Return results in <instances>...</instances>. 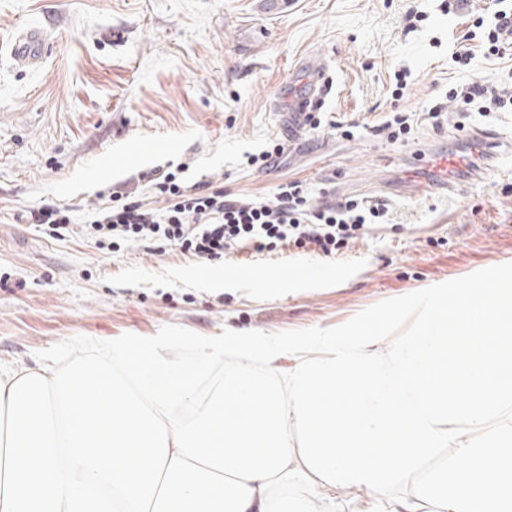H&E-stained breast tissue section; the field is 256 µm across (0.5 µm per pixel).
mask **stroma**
<instances>
[{"label": "stroma", "mask_w": 512, "mask_h": 512, "mask_svg": "<svg viewBox=\"0 0 512 512\" xmlns=\"http://www.w3.org/2000/svg\"><path fill=\"white\" fill-rule=\"evenodd\" d=\"M494 0H0V44L38 22L36 68L0 60V368L61 367L94 342H158L179 366L227 334L309 336L384 313L415 289L464 285L512 264V111L459 112L449 87L481 78L512 92V55L485 57ZM469 45V69L454 53ZM323 59L312 128L284 99ZM407 86L397 91V75ZM440 105L439 118L429 109ZM410 119L394 140L391 111ZM491 133V169L449 190L397 186L410 154ZM279 141L271 166L250 155ZM182 169L239 198L279 184L387 214L332 257L241 249L200 263L133 242L111 253L83 230L123 196L155 209L156 178ZM71 209L55 240L30 208Z\"/></svg>", "instance_id": "stroma-1"}]
</instances>
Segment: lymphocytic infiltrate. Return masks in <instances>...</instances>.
<instances>
[{
	"label": "lymphocytic infiltrate",
	"instance_id": "lymphocytic-infiltrate-1",
	"mask_svg": "<svg viewBox=\"0 0 512 512\" xmlns=\"http://www.w3.org/2000/svg\"><path fill=\"white\" fill-rule=\"evenodd\" d=\"M155 188L168 198L165 209L134 199L98 212L89 233L100 248L112 253L140 241L157 251L176 248L199 262L222 260L239 247L258 254L295 247L329 257L386 214L381 205L356 199L309 209L308 189L298 181L278 185L273 206L241 200L207 183L182 185L173 172Z\"/></svg>",
	"mask_w": 512,
	"mask_h": 512
}]
</instances>
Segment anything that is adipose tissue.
<instances>
[{
    "mask_svg": "<svg viewBox=\"0 0 512 512\" xmlns=\"http://www.w3.org/2000/svg\"><path fill=\"white\" fill-rule=\"evenodd\" d=\"M411 309L419 336L391 343L370 316L262 346L228 335L181 368L155 344L110 343L64 368L0 370V512H344L337 493L350 487L360 512H512V435L483 434L512 400V275L419 288L389 315ZM219 362L222 393L183 421ZM452 442L459 462L417 479ZM396 484L410 493L389 496Z\"/></svg>",
    "mask_w": 512,
    "mask_h": 512,
    "instance_id": "adipose-tissue-1",
    "label": "adipose tissue"
}]
</instances>
